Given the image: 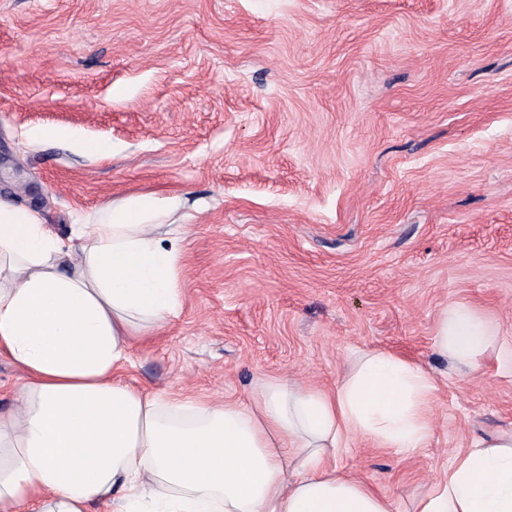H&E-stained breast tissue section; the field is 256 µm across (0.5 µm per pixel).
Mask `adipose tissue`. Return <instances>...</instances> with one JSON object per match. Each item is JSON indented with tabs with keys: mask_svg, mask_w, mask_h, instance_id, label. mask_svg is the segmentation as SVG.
<instances>
[{
	"mask_svg": "<svg viewBox=\"0 0 512 512\" xmlns=\"http://www.w3.org/2000/svg\"><path fill=\"white\" fill-rule=\"evenodd\" d=\"M186 207L134 196L63 236L0 197V354L25 374L0 414V512H401L334 460L357 436L424 447L437 384L415 363L369 353L333 390L274 378L248 406L120 379L134 338L182 307L184 227L171 218ZM495 337L454 305L434 346L472 372ZM414 512H512V435L474 441Z\"/></svg>",
	"mask_w": 512,
	"mask_h": 512,
	"instance_id": "1",
	"label": "adipose tissue"
}]
</instances>
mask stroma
I'll return each mask as SVG.
<instances>
[{"label":"stroma","instance_id":"35a3bbf8","mask_svg":"<svg viewBox=\"0 0 512 512\" xmlns=\"http://www.w3.org/2000/svg\"><path fill=\"white\" fill-rule=\"evenodd\" d=\"M148 192L195 207L180 314L130 385L247 402L369 351L417 363L426 446L336 456L403 512L512 434V363L433 347L457 302L512 346V0H0V195L64 234Z\"/></svg>","mask_w":512,"mask_h":512}]
</instances>
